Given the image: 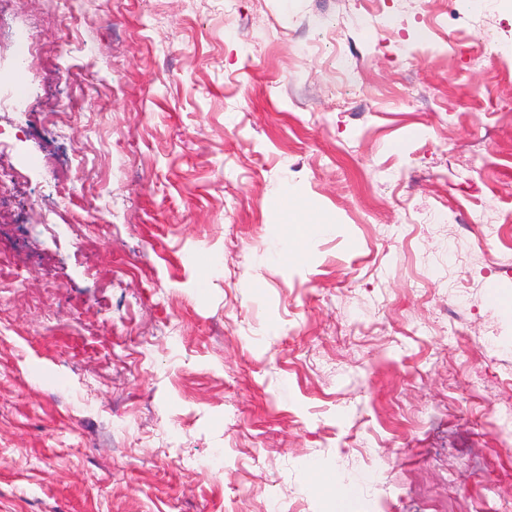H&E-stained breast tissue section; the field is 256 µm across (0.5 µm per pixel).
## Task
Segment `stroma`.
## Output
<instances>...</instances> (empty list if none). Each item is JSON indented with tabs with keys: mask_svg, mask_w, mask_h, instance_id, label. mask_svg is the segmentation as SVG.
<instances>
[{
	"mask_svg": "<svg viewBox=\"0 0 512 512\" xmlns=\"http://www.w3.org/2000/svg\"><path fill=\"white\" fill-rule=\"evenodd\" d=\"M17 32L0 512H336L340 472L512 512V0H0ZM8 48L14 61L21 66L28 65L32 58L35 59L39 56L37 44L32 39L23 36L11 38Z\"/></svg>",
	"mask_w": 512,
	"mask_h": 512,
	"instance_id": "1",
	"label": "stroma"
}]
</instances>
